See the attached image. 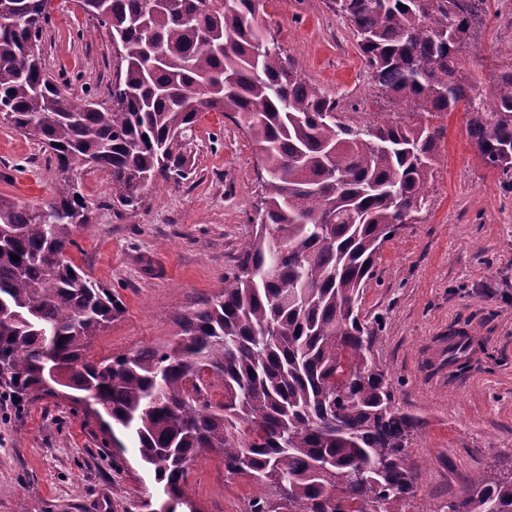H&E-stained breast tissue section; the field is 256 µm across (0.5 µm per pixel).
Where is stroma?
<instances>
[{"mask_svg":"<svg viewBox=\"0 0 512 512\" xmlns=\"http://www.w3.org/2000/svg\"><path fill=\"white\" fill-rule=\"evenodd\" d=\"M262 28L310 84L340 101L345 122L373 123L389 111L349 22L327 0H265ZM41 46L47 75L67 80L71 96L107 99L118 64L110 30L75 0H53ZM511 63L512 0H486L464 70L485 87ZM438 123L444 135L426 204L383 244L360 313L396 404L422 421L408 448L419 480L402 512H448L470 477H512V188L482 161L465 112ZM195 136L191 178L148 186L139 210L113 203L105 171L81 175L90 223L69 255L125 306L93 337L92 359L174 340L175 315L218 295L236 268L260 206L255 147L219 112L202 113ZM56 181L42 145L0 122V196L44 203ZM458 323L482 336L486 350L443 390L430 381L428 342ZM107 422L82 404L0 393V512H156L161 490ZM184 491L201 512H249L269 489L225 475L222 459L209 454L190 464Z\"/></svg>","mask_w":512,"mask_h":512,"instance_id":"stroma-1","label":"stroma"}]
</instances>
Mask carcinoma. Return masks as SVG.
I'll list each match as a JSON object with an SVG mask.
<instances>
[{
	"mask_svg": "<svg viewBox=\"0 0 512 512\" xmlns=\"http://www.w3.org/2000/svg\"><path fill=\"white\" fill-rule=\"evenodd\" d=\"M484 4L328 0L396 112L464 110L482 160L512 187V64L485 89L462 68L465 34ZM77 5L121 42L107 101L71 98L45 77L51 0H0L14 17L0 28V120L43 144L59 177L47 203L0 197V388L52 397L45 379L60 369L73 402L96 392L162 486L168 512H198L183 485L207 452L227 473L270 488L250 512H401L418 479L407 448L421 420L395 406L374 367L359 298L383 243L426 203L444 127L341 121L339 102L264 34L262 0ZM212 111L255 145L262 219L220 294L177 316V340L91 360L89 340L124 304L68 257L90 220L79 175L107 171L112 201L136 210L148 184L189 178L188 142ZM273 230L286 235L278 250ZM448 510L512 512V479L474 477Z\"/></svg>",
	"mask_w": 512,
	"mask_h": 512,
	"instance_id": "obj_1",
	"label": "carcinoma"
}]
</instances>
